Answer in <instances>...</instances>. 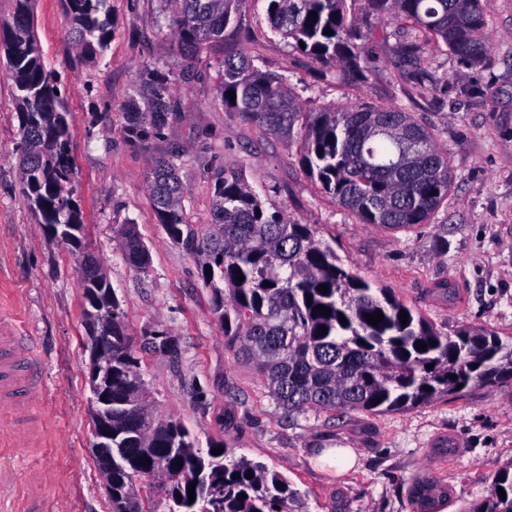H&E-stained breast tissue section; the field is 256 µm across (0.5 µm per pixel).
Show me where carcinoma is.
<instances>
[{
  "instance_id": "obj_1",
  "label": "carcinoma",
  "mask_w": 512,
  "mask_h": 512,
  "mask_svg": "<svg viewBox=\"0 0 512 512\" xmlns=\"http://www.w3.org/2000/svg\"><path fill=\"white\" fill-rule=\"evenodd\" d=\"M12 2L10 19L0 28V47L20 123L22 192L43 230L80 254L84 224L75 197L70 113L59 75L47 66L34 33L33 0ZM60 2L80 55L102 56L112 37L109 0ZM159 2L164 25L192 57L224 41V30L237 24L246 0ZM357 2L269 0L268 20L274 32L315 62L352 72L362 70L378 23L405 24L472 65L487 55L490 0H364L362 17L352 8ZM214 79L226 111L269 136L289 140L300 134L311 178L360 223L410 229L427 223L448 196L453 175L447 152L403 108L305 112L280 76L259 69L246 55L219 61ZM171 85L172 72L166 69L141 72L136 89L147 110L133 105L125 112L135 140L162 135L175 116ZM180 171L175 151L152 163L147 184L157 221L170 243L196 260L228 347L255 366L286 413L315 409L378 416L512 381V336L479 324H462L450 333L438 328L390 289L344 267L314 225L267 212L238 172L215 173L212 222L190 223ZM114 239L126 263L147 268L148 249L134 225L116 227ZM241 275L244 280H237ZM322 285L328 291H320ZM319 305L330 315L317 310ZM378 311L383 320L373 326L366 315ZM404 311L405 324L400 321ZM94 315L101 335L112 336V377L98 378L101 392L112 393V512H308L300 493L268 465L226 452L214 455L195 445L182 422L157 416L138 373L137 341L106 280L84 286L83 320ZM419 341L427 348L417 349ZM149 472L163 480L145 486L143 501L132 488ZM461 512H512V460L496 472L488 494Z\"/></svg>"
}]
</instances>
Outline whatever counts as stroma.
Wrapping results in <instances>:
<instances>
[{
	"instance_id": "obj_1",
	"label": "stroma",
	"mask_w": 512,
	"mask_h": 512,
	"mask_svg": "<svg viewBox=\"0 0 512 512\" xmlns=\"http://www.w3.org/2000/svg\"><path fill=\"white\" fill-rule=\"evenodd\" d=\"M114 35L101 58L83 59L59 0H35L34 27L46 63L61 75L70 112V155L84 214V243L104 260L130 335L164 331L177 357H145L141 370L158 412L180 419L200 447L216 443L274 467L305 496L310 512H418L415 482L450 486L447 512L487 495L512 460V381L409 411L367 416L308 410L285 414L249 365L237 361L211 312V291L195 259L158 224L146 178L171 147L182 152L190 223L211 217L212 175L241 169L267 212L314 225L344 266L392 289L445 330L471 323L512 334V0H492L488 53L478 65L427 44L416 67L394 42L373 40L362 73L316 64L275 34L268 0H247L237 28L196 59L180 56L162 27L157 0H110ZM243 53L283 76L304 110L400 106L447 152L454 181L428 223L404 232L359 223L324 193L300 160L299 142L260 133L216 102L215 66ZM168 66L182 110L163 136L132 142L124 112L140 70ZM21 132L13 83L0 65V302L30 336L44 440L0 447V512H111L90 452L78 261L49 238L21 191ZM135 224L150 252L147 269L129 266L112 229ZM458 288L455 300L436 284ZM326 448H350L357 466L322 467Z\"/></svg>"
}]
</instances>
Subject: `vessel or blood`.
Listing matches in <instances>:
<instances>
[{
	"label": "vessel or blood",
	"mask_w": 512,
	"mask_h": 512,
	"mask_svg": "<svg viewBox=\"0 0 512 512\" xmlns=\"http://www.w3.org/2000/svg\"><path fill=\"white\" fill-rule=\"evenodd\" d=\"M33 346L0 311V446L14 445L19 436L39 429L31 413L30 395L37 379L31 371Z\"/></svg>",
	"instance_id": "b4317fda"
}]
</instances>
